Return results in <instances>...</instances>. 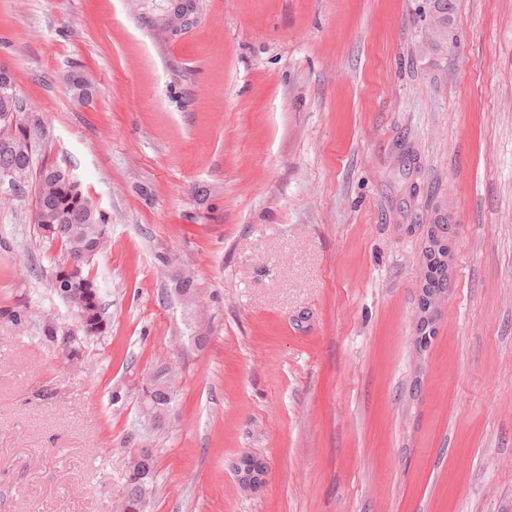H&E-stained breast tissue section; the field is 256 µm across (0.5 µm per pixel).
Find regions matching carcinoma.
Instances as JSON below:
<instances>
[{"label": "carcinoma", "mask_w": 512, "mask_h": 512, "mask_svg": "<svg viewBox=\"0 0 512 512\" xmlns=\"http://www.w3.org/2000/svg\"><path fill=\"white\" fill-rule=\"evenodd\" d=\"M455 10L454 0H435L428 18L427 41L434 45L438 42H449V28L452 24V15ZM41 133H35L31 150L18 152L12 149L0 148V175L15 174L24 169L31 172L35 155L42 147ZM58 169L56 165L42 166L35 179V197L44 202L43 208L33 213L34 223L51 224L54 233L48 238L50 243H58L64 252V262L74 261L79 266V272L68 292L62 298L71 306L74 312H82L85 319L80 321L84 334L89 329L103 322L101 317V303L99 296L91 295L87 285L95 281L90 275V266L103 252L107 240L102 235L103 225L107 223L106 216L89 208L92 199L83 189L80 182L69 185L60 184L52 178V171ZM448 237V225L439 221L432 225L429 233V247L427 249V275L425 278L424 308L428 309L447 290L448 260L450 248L442 245L444 238ZM175 397L171 387L158 385L153 393H143V406L153 403L159 406L174 404ZM156 489V482L152 481L140 485L127 481L126 495L122 506L128 512H138V504H150Z\"/></svg>", "instance_id": "carcinoma-1"}]
</instances>
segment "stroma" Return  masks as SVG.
Segmentation results:
<instances>
[{
	"mask_svg": "<svg viewBox=\"0 0 512 512\" xmlns=\"http://www.w3.org/2000/svg\"><path fill=\"white\" fill-rule=\"evenodd\" d=\"M428 16L0 0L39 159L109 225L89 338L51 287L64 255L33 194L0 206V512H117L143 448L148 512H512V0H456L449 46L426 45ZM441 218L448 289L423 346ZM164 371L175 406L147 430Z\"/></svg>",
	"mask_w": 512,
	"mask_h": 512,
	"instance_id": "35a3bbf8",
	"label": "stroma"
}]
</instances>
